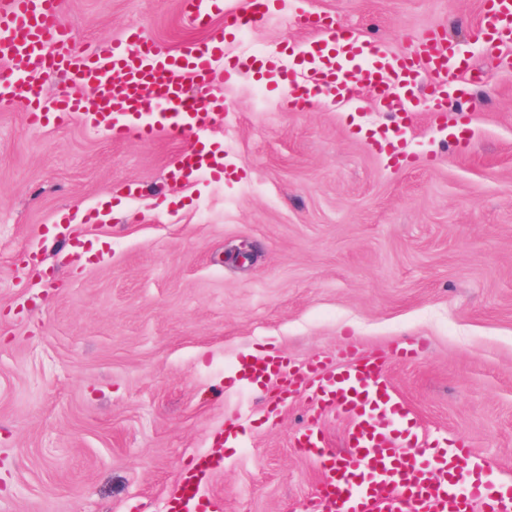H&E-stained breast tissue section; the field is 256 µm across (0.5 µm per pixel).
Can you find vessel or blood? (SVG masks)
<instances>
[{
  "label": "vessel or blood",
  "instance_id": "b4317fda",
  "mask_svg": "<svg viewBox=\"0 0 512 512\" xmlns=\"http://www.w3.org/2000/svg\"><path fill=\"white\" fill-rule=\"evenodd\" d=\"M276 0H247L243 10L224 15V28L201 41H188L173 52L159 51L138 28L118 41L90 50H69V31L59 21V0H0V59L21 58L47 75L63 71L72 90L43 98L30 81L13 72L0 73V106L21 103L31 123L64 124L80 115L86 124L113 140L150 143L164 134L191 135L224 122V99L216 80L233 81L242 73L266 67L267 59L229 60L224 36L277 17ZM304 26L313 38L299 47L306 80L278 82L283 108L310 102L316 95L344 101L360 85L373 102L392 112L390 124L377 128L375 144L394 148L410 113L405 97L419 80H427L423 99L430 111H445L449 98L471 78L472 65L454 42L430 36L416 52L388 55L373 41L359 38L344 23H325L308 15ZM476 42L497 47L502 70L512 69V0H487ZM222 63L214 74V63ZM222 157L200 141L174 160L169 174L185 183L200 174L223 171ZM235 377L243 387L259 388L280 379L281 399L306 389L314 404L332 409L349 422L347 451L325 448L322 432L308 421L293 445L317 460L324 479L315 496V512H512V486L483 481L470 468L471 448L456 442L442 448L407 447L398 426L408 413L390 382L384 361L353 357L339 369L313 365L290 371L280 354L240 357ZM213 467L199 457L192 474L182 477L174 512H202L200 482Z\"/></svg>",
  "mask_w": 512,
  "mask_h": 512
}]
</instances>
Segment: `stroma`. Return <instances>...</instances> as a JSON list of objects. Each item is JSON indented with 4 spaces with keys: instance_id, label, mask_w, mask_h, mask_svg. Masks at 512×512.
I'll list each match as a JSON object with an SVG mask.
<instances>
[{
    "instance_id": "stroma-1",
    "label": "stroma",
    "mask_w": 512,
    "mask_h": 512,
    "mask_svg": "<svg viewBox=\"0 0 512 512\" xmlns=\"http://www.w3.org/2000/svg\"><path fill=\"white\" fill-rule=\"evenodd\" d=\"M315 12L404 54L463 43L474 79L445 112H413L403 148L362 88L282 109L268 78L222 85L207 139L220 175L167 174L183 137L116 142L74 120L0 108V512H170L183 475L233 422L203 486L224 512H309L322 475L292 448L312 409L267 418L274 388L237 384L243 354L295 365L354 345L432 448L458 440L512 482V73L470 43L483 0H283L248 31L295 82ZM70 45L138 27L164 51L204 31L180 0H61Z\"/></svg>"
}]
</instances>
